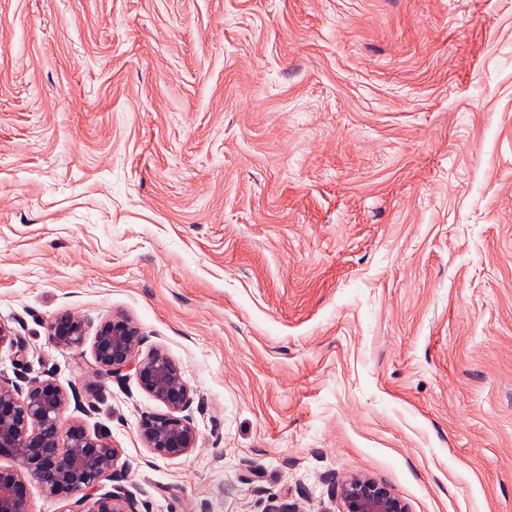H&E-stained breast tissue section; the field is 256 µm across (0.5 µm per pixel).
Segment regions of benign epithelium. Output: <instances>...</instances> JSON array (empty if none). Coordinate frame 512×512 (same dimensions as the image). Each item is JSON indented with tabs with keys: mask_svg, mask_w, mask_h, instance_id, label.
I'll return each mask as SVG.
<instances>
[{
	"mask_svg": "<svg viewBox=\"0 0 512 512\" xmlns=\"http://www.w3.org/2000/svg\"><path fill=\"white\" fill-rule=\"evenodd\" d=\"M48 336L61 350L83 353L85 326L73 315L57 316ZM142 344L141 331L129 318L102 321L91 346L95 369L118 378L134 372L140 387L165 407L141 418L144 447L164 458L187 455L198 442L186 414L192 389L166 352L144 354ZM68 400L49 379L23 387L0 375V512H29L33 482L46 496L70 502L72 512H139L133 492L120 484L103 485L115 478L121 450L107 436L66 417ZM337 504V512H410L386 484L359 474L341 481Z\"/></svg>",
	"mask_w": 512,
	"mask_h": 512,
	"instance_id": "1",
	"label": "benign epithelium"
}]
</instances>
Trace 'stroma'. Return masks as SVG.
<instances>
[{
  "mask_svg": "<svg viewBox=\"0 0 512 512\" xmlns=\"http://www.w3.org/2000/svg\"><path fill=\"white\" fill-rule=\"evenodd\" d=\"M62 313L179 364L191 453ZM0 321L140 512H512V0H0ZM48 336L52 343L61 350L83 353L86 341L85 326L81 319L73 315L57 316L48 325ZM337 512H410L386 484L365 475L345 477L339 485Z\"/></svg>",
  "mask_w": 512,
  "mask_h": 512,
  "instance_id": "obj_1",
  "label": "stroma"
}]
</instances>
